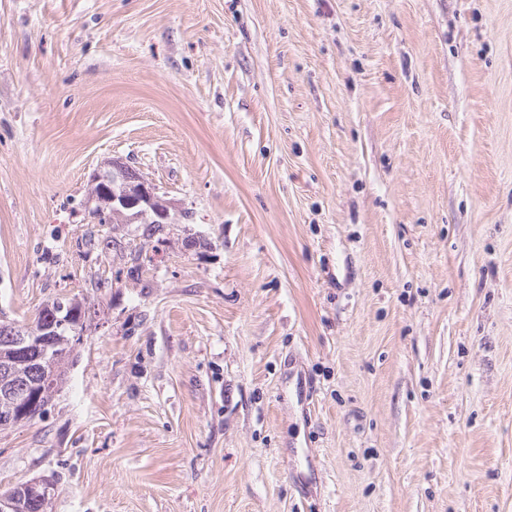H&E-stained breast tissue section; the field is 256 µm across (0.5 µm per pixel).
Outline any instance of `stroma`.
Here are the masks:
<instances>
[{
	"mask_svg": "<svg viewBox=\"0 0 512 512\" xmlns=\"http://www.w3.org/2000/svg\"><path fill=\"white\" fill-rule=\"evenodd\" d=\"M116 159L170 223H95ZM61 299L0 488L512 512V0H0V317Z\"/></svg>",
	"mask_w": 512,
	"mask_h": 512,
	"instance_id": "35a3bbf8",
	"label": "stroma"
}]
</instances>
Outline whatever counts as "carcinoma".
I'll return each instance as SVG.
<instances>
[{
	"mask_svg": "<svg viewBox=\"0 0 512 512\" xmlns=\"http://www.w3.org/2000/svg\"><path fill=\"white\" fill-rule=\"evenodd\" d=\"M120 192V185L110 181H99L90 194L105 204V215H97L98 223H107L112 216V193ZM56 318L65 325L57 328L56 336H38L35 342L25 348L17 346V332L24 326L16 322H0V385L11 387L20 394L21 405L14 406V397L0 395V414H12L5 428L22 426L47 413L45 405L61 392L66 380L68 367L74 362L76 353L69 346L73 338L72 328L86 313L80 302L70 300L54 303Z\"/></svg>",
	"mask_w": 512,
	"mask_h": 512,
	"instance_id": "1",
	"label": "carcinoma"
}]
</instances>
